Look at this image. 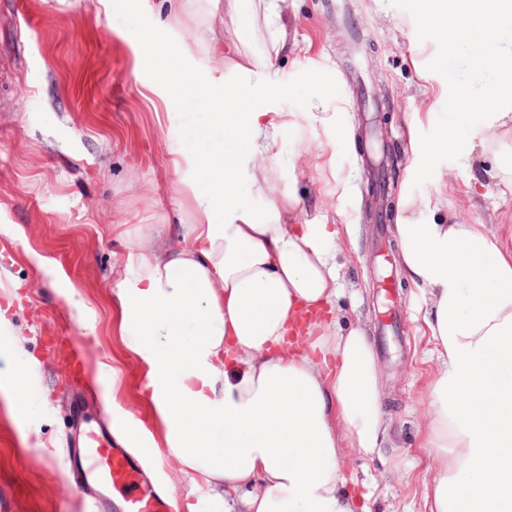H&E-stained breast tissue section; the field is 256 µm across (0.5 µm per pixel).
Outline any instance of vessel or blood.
Here are the masks:
<instances>
[{
  "mask_svg": "<svg viewBox=\"0 0 512 512\" xmlns=\"http://www.w3.org/2000/svg\"><path fill=\"white\" fill-rule=\"evenodd\" d=\"M83 341L71 339L69 372L65 386L85 375ZM82 428L71 435L68 472L82 489L80 512H172L161 490L148 479L145 463L129 449L114 443L111 429H104L94 446L80 444Z\"/></svg>",
  "mask_w": 512,
  "mask_h": 512,
  "instance_id": "1",
  "label": "vessel or blood"
}]
</instances>
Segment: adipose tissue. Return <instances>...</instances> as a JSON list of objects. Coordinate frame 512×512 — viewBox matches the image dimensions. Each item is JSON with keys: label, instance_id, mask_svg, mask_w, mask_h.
<instances>
[{"label": "adipose tissue", "instance_id": "ef3b65f1", "mask_svg": "<svg viewBox=\"0 0 512 512\" xmlns=\"http://www.w3.org/2000/svg\"><path fill=\"white\" fill-rule=\"evenodd\" d=\"M414 6L444 18L449 49L498 73L473 130L494 141L506 118L497 105L512 100V38L499 33L512 0H470L463 16L448 0ZM165 80L177 89L170 108L204 97L219 121L223 102L244 90L207 72ZM282 124L281 113L242 109L230 132L267 154ZM236 184L231 165L194 192L181 242L138 241L135 272L114 290L120 328L147 365L160 438L224 512H369L344 464L380 447L386 432L373 342L363 327L343 335L325 321L303 339L288 335L300 309L334 306L340 230L287 223L276 206L256 214ZM420 206L438 212L439 194L418 204L399 196L395 232L405 276L427 297L418 330L440 363L421 442L432 462L426 512H512V227L422 224Z\"/></svg>", "mask_w": 512, "mask_h": 512}]
</instances>
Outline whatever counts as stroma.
<instances>
[{
    "instance_id": "1",
    "label": "stroma",
    "mask_w": 512,
    "mask_h": 512,
    "mask_svg": "<svg viewBox=\"0 0 512 512\" xmlns=\"http://www.w3.org/2000/svg\"><path fill=\"white\" fill-rule=\"evenodd\" d=\"M335 16L336 0H283L275 18L260 0H184L174 14L165 0H0V497L14 512H72L76 500L63 449L73 412L57 392L68 367L47 348L55 336L86 341L88 376L73 389L84 413L139 431L134 445L151 449L153 475L176 512H218L209 489L190 486L160 449L146 366L120 335L111 303L115 272L129 265L137 237L158 229L179 240L190 192L211 172L173 163L169 150L193 155L206 132L223 143V161L238 164L237 194L251 211L288 205L295 224L349 225L335 318L344 331L368 327L390 425L380 448L347 459L346 473L366 482L370 512H424L431 462L420 443L436 359L411 318L420 294L404 278L389 295L402 332L394 342L379 333L370 256L378 240L392 252L397 245L393 225L364 218L358 98L365 91L381 104L391 190L419 199L447 182L442 210L466 223L512 226V125L499 144L473 140L476 106L466 96L491 90L497 76L471 73L413 0H351V25L363 37L355 56ZM278 28L287 33L273 73L281 93L243 102L285 120L260 188L250 170L263 156L213 123L208 106L166 109L170 87L160 74L206 67L235 82L224 55L259 61ZM227 31L235 40L213 54L209 35ZM410 112L423 115L422 140L447 129L456 138L455 149L433 153L415 174ZM100 361L107 370H96ZM14 369L29 374L21 411L7 381Z\"/></svg>"
}]
</instances>
